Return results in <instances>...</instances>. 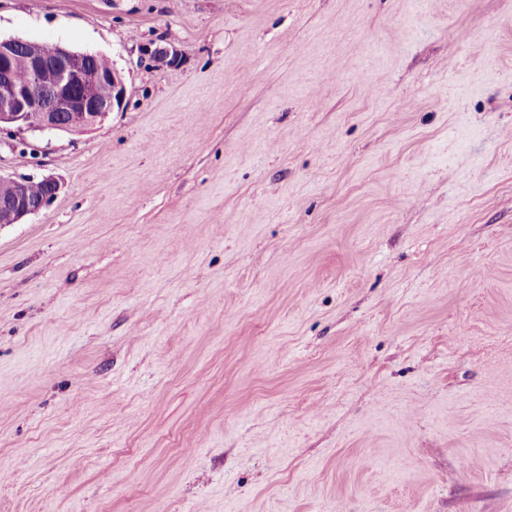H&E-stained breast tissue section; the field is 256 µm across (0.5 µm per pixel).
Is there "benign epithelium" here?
Instances as JSON below:
<instances>
[{
	"label": "benign epithelium",
	"mask_w": 512,
	"mask_h": 512,
	"mask_svg": "<svg viewBox=\"0 0 512 512\" xmlns=\"http://www.w3.org/2000/svg\"><path fill=\"white\" fill-rule=\"evenodd\" d=\"M28 57L30 73L25 82L13 72L14 57ZM54 75L46 83L43 76ZM126 87L115 69L103 71L91 65L89 54L55 44L46 54L38 42L8 38L0 39V127L14 126L20 131L78 132L95 125L114 109L122 108ZM80 113L81 122L74 125L66 116ZM8 181L12 192L0 197V226L16 224L23 217L37 213L59 193L61 186L51 176H43L49 193L39 201L31 199L28 186L33 178L0 175Z\"/></svg>",
	"instance_id": "7a95c632"
}]
</instances>
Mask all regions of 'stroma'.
<instances>
[{
	"instance_id": "obj_1",
	"label": "stroma",
	"mask_w": 512,
	"mask_h": 512,
	"mask_svg": "<svg viewBox=\"0 0 512 512\" xmlns=\"http://www.w3.org/2000/svg\"><path fill=\"white\" fill-rule=\"evenodd\" d=\"M0 37L127 87L0 131L62 185L0 227V512H512V0H0Z\"/></svg>"
}]
</instances>
